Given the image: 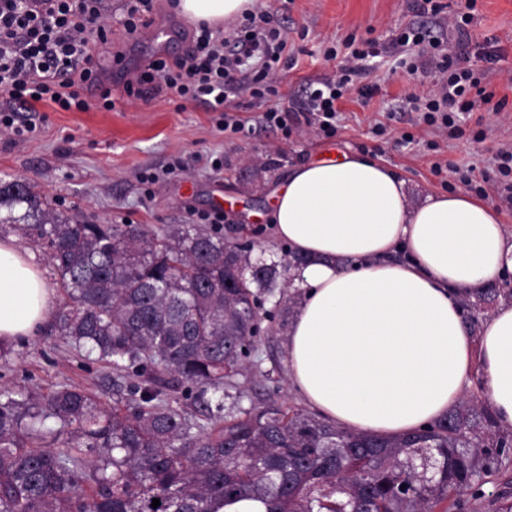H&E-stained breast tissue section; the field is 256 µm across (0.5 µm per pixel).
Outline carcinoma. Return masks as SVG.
Segmentation results:
<instances>
[{"instance_id": "obj_1", "label": "carcinoma", "mask_w": 512, "mask_h": 512, "mask_svg": "<svg viewBox=\"0 0 512 512\" xmlns=\"http://www.w3.org/2000/svg\"><path fill=\"white\" fill-rule=\"evenodd\" d=\"M0 224L57 271L55 335L132 378L124 408L78 386L0 390V512H217L240 498L268 512H512V488L487 494L512 465V432L476 395L398 437L275 399L241 407L240 380L260 374L261 298L283 279L286 321L290 271L304 258L245 275L253 247L236 236L80 221L20 179H0ZM500 298L512 289L463 297L471 332Z\"/></svg>"}]
</instances>
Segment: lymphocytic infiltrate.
<instances>
[{
  "instance_id": "obj_1",
  "label": "lymphocytic infiltrate",
  "mask_w": 512,
  "mask_h": 512,
  "mask_svg": "<svg viewBox=\"0 0 512 512\" xmlns=\"http://www.w3.org/2000/svg\"><path fill=\"white\" fill-rule=\"evenodd\" d=\"M111 33L106 0H0V130L19 138L34 132L35 123L20 121L18 115L44 100L65 111H87L84 93L91 89L97 90L103 109H113L105 75L109 64H121L124 56L109 53ZM395 44L417 48L410 72L422 68L435 78L434 89L409 95L401 106L402 111L419 113L420 123L452 139L456 113L473 111L479 101L491 103L492 93L474 78L465 52L448 49L442 39L414 26L402 30ZM287 45V35L261 10L247 11L242 23L227 32L202 23L182 56L151 59L126 82L125 93L142 98L151 91L173 90L183 100L219 113L220 127L234 133L246 129L237 102L246 93L267 101L261 116L265 126L284 130L303 123L318 134L335 136L338 103L349 93L360 62L378 56L376 42L359 49L346 40L349 65L343 74L319 78L305 100L291 105L277 100L276 71ZM470 173V168L458 169L459 182L512 208L511 145L498 149L480 182H473Z\"/></svg>"
}]
</instances>
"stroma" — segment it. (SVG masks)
I'll use <instances>...</instances> for the list:
<instances>
[{"instance_id": "stroma-1", "label": "stroma", "mask_w": 512, "mask_h": 512, "mask_svg": "<svg viewBox=\"0 0 512 512\" xmlns=\"http://www.w3.org/2000/svg\"><path fill=\"white\" fill-rule=\"evenodd\" d=\"M257 2L288 36L292 66L278 71L277 84L289 100L301 98L308 81L344 66V56L324 58L327 47L352 36L384 43L396 27L436 23L414 10V0H290L286 6L280 0ZM473 2L466 38L470 65L481 73L483 86L506 103L495 114L470 113L455 139L435 137L430 128L412 126L407 113L396 111L398 102L426 89L430 80L410 74L397 56L386 54L356 78L355 91L340 105V128L331 138L307 126L286 132L264 127L266 102L247 95L239 98V116L250 133L241 136L220 130L216 113L201 104L181 103L172 91L134 99L119 88L112 93L113 110L94 103L84 112L63 111L42 102L31 115L38 126L31 137L18 141L0 131V178L28 181L53 198L60 211L97 224H195L200 214L219 210L224 228L240 229L244 237L257 240L255 261L283 262L286 247L270 240L258 214L291 168L330 151L368 155L405 179L417 204L454 182L449 174H434V163L481 171L490 166L500 145L512 143V0ZM490 46L500 53L493 64L483 58ZM363 86L374 87L371 98L359 95ZM378 123L388 125V136L373 135ZM482 128L487 136L480 141L476 134ZM406 132L415 136V143L401 142ZM431 140L438 141L439 150L428 149ZM213 153L223 155L222 171L205 166V157ZM144 172L161 176L154 195H147L140 180ZM285 340L284 329L263 330L257 357L264 375L242 382L243 407L271 396L298 405L288 377ZM9 348L8 356L0 357V388L44 394L68 383L87 387L110 404L129 399L126 388L113 387L111 369L85 366L52 334L50 324L34 336L10 342Z\"/></svg>"}]
</instances>
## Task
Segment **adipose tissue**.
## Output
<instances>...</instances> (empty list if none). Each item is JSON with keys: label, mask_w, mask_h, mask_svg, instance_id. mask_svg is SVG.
<instances>
[{"label": "adipose tissue", "mask_w": 512, "mask_h": 512, "mask_svg": "<svg viewBox=\"0 0 512 512\" xmlns=\"http://www.w3.org/2000/svg\"><path fill=\"white\" fill-rule=\"evenodd\" d=\"M252 0H178L217 26ZM273 242L307 260L288 323V376L298 398L344 429L396 436L443 418L480 375L501 427L512 429V305L472 336L461 299L512 272V230L463 192L410 201L377 160H312L273 189ZM54 292L31 254L0 238V341L32 336Z\"/></svg>", "instance_id": "obj_1"}]
</instances>
